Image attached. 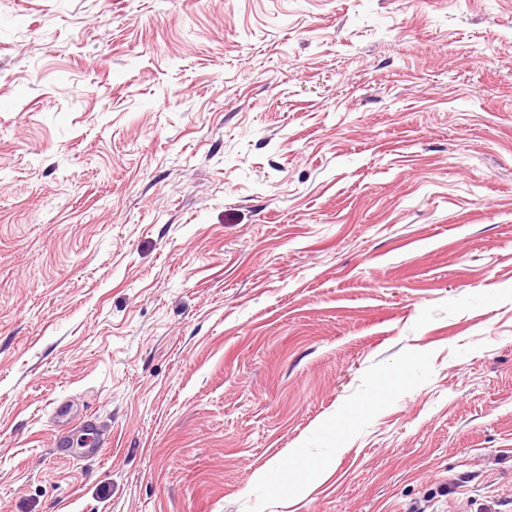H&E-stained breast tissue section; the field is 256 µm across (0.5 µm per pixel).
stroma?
Segmentation results:
<instances>
[{"label":"stroma","instance_id":"stroma-1","mask_svg":"<svg viewBox=\"0 0 512 512\" xmlns=\"http://www.w3.org/2000/svg\"><path fill=\"white\" fill-rule=\"evenodd\" d=\"M0 512H512V0H0ZM81 425L84 432L81 443V447L85 451L84 454L90 457L102 455L108 440L106 430L93 415H86Z\"/></svg>","mask_w":512,"mask_h":512}]
</instances>
